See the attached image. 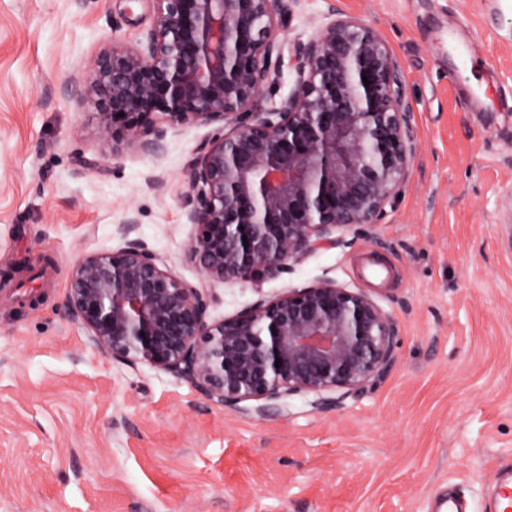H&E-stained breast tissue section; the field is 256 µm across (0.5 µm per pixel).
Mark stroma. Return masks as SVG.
I'll use <instances>...</instances> for the list:
<instances>
[{"mask_svg":"<svg viewBox=\"0 0 512 512\" xmlns=\"http://www.w3.org/2000/svg\"><path fill=\"white\" fill-rule=\"evenodd\" d=\"M337 12L403 70L408 176L377 223L277 279L212 284L211 315L326 277L371 296L400 347L363 394L260 416L112 360L63 313L76 259L120 247L128 214L201 280L189 168L215 126L168 127L144 154L80 98L84 59L142 39L151 0H0V512H429L439 488L484 512L512 462V0H299L263 107Z\"/></svg>","mask_w":512,"mask_h":512,"instance_id":"obj_1","label":"stroma"}]
</instances>
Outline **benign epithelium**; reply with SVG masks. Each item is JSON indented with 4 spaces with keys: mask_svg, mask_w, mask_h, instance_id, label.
Segmentation results:
<instances>
[{
    "mask_svg": "<svg viewBox=\"0 0 512 512\" xmlns=\"http://www.w3.org/2000/svg\"><path fill=\"white\" fill-rule=\"evenodd\" d=\"M152 2L143 39L86 59L80 97L101 133L142 153L161 149L164 123L218 125L189 173L187 254L203 280L181 279L129 238L127 216L123 246L74 264L66 316L112 359L171 374L224 408L255 401L263 415L307 394L334 407L395 362L397 326L369 295L321 278L217 320L207 284L258 286L335 246L336 233L376 223L414 154L402 69L375 30L338 17L296 58L294 91L261 109L296 0Z\"/></svg>",
    "mask_w": 512,
    "mask_h": 512,
    "instance_id": "obj_1",
    "label": "benign epithelium"
}]
</instances>
